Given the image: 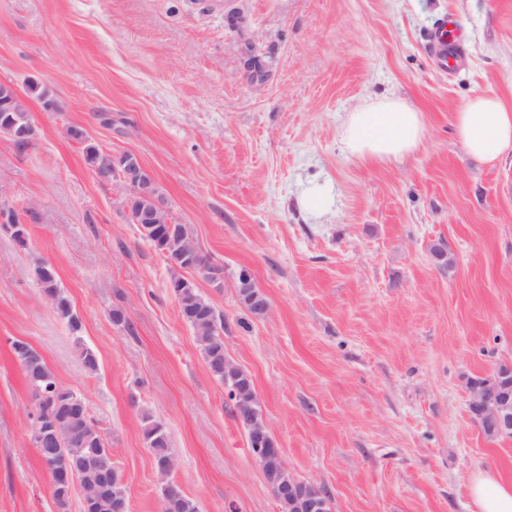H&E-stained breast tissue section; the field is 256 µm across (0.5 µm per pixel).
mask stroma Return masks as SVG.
I'll return each mask as SVG.
<instances>
[{
	"instance_id": "stroma-1",
	"label": "stroma",
	"mask_w": 512,
	"mask_h": 512,
	"mask_svg": "<svg viewBox=\"0 0 512 512\" xmlns=\"http://www.w3.org/2000/svg\"><path fill=\"white\" fill-rule=\"evenodd\" d=\"M442 17L458 35L448 70L429 48ZM32 78L63 109L30 99L26 152L0 134V192L36 213L26 245L0 227V512H82L77 490L58 508L30 443L17 339L86 402L128 512H161L145 412L198 512H279L163 255L71 127L138 154L223 264V287L195 282L224 318V349L251 373L289 469L334 512H472L473 473L512 482V438L483 435L467 385L512 364V150L479 163L455 131L474 96L512 105V0H0V81ZM388 95L421 112L417 150L381 164L346 153L348 113ZM316 189L328 202L311 210ZM42 261L79 334L38 286ZM243 269L268 297L263 315L239 300ZM34 272L43 293L46 292L51 297V304L57 315L73 334H78L82 328L81 319L61 288L56 270L46 262H40Z\"/></svg>"
}]
</instances>
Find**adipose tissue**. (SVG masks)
I'll return each mask as SVG.
<instances>
[{"instance_id":"obj_1","label":"adipose tissue","mask_w":512,"mask_h":512,"mask_svg":"<svg viewBox=\"0 0 512 512\" xmlns=\"http://www.w3.org/2000/svg\"><path fill=\"white\" fill-rule=\"evenodd\" d=\"M457 136L467 154L478 161L499 160L512 149V107L489 95L467 101L455 116ZM423 137V120L401 98L389 96L349 113L341 142L346 152L379 163L413 152ZM473 512H512V483L489 471L470 482Z\"/></svg>"}]
</instances>
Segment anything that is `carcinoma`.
<instances>
[{"instance_id": "obj_1", "label": "carcinoma", "mask_w": 512, "mask_h": 512, "mask_svg": "<svg viewBox=\"0 0 512 512\" xmlns=\"http://www.w3.org/2000/svg\"><path fill=\"white\" fill-rule=\"evenodd\" d=\"M14 108H16L14 112L7 109L0 112V132H5L12 126L22 127L31 124L32 115L27 104L17 103ZM68 134L84 144L85 160L96 176L103 181H111L114 161L112 153L92 143L80 130L70 128ZM25 213H27L25 208L11 206L7 217V223L17 227V230L12 233L13 238L22 245L26 243L28 234L26 224L21 220V216ZM140 228L144 238L158 250L168 241L170 231L175 234L181 233L184 241L192 239L184 224H142ZM208 261L209 258L198 251L191 258L193 265L182 263L181 271H175L171 276V280L176 282V288L172 293L178 302L182 318L188 321L194 331L210 372L225 385L229 407L233 409L239 402L250 399L251 393H241L236 390V387L247 385L251 382V377L224 353V318L217 314L212 304L200 293L199 288L182 275V272L187 270H200ZM35 276L41 290L51 297V304L57 315L73 334H78L82 328L81 319L61 288L56 270L51 265L40 262L35 267ZM257 292L258 289L247 283V280L238 278V296L241 303L251 313L260 315L263 313V308L255 300ZM24 374L30 383L33 379H38V384L45 393L44 399L40 402L43 414L61 419L59 426L52 430V443L40 450L42 459L51 461L62 469L75 472L85 495L96 494L101 481L100 469L85 465V460L86 456L104 447V436L89 418L85 406L68 410L61 404V398L55 395V388L59 382L43 359H38L36 368L25 369ZM142 421L144 441L153 458L160 459L173 454L163 423L155 420L148 412L143 413ZM166 486L168 492L179 497L178 512H198L195 501L189 498L176 483L168 480ZM117 504H127V494L122 477L114 468L108 494L95 503L93 512H115Z\"/></svg>"}]
</instances>
